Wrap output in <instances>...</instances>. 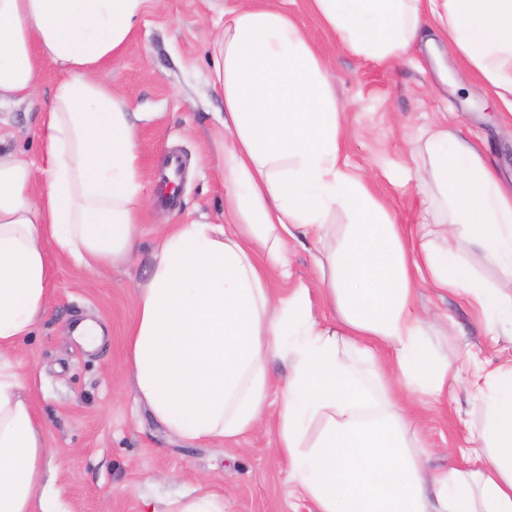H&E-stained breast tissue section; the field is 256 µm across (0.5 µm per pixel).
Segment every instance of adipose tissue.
<instances>
[{
    "mask_svg": "<svg viewBox=\"0 0 512 512\" xmlns=\"http://www.w3.org/2000/svg\"><path fill=\"white\" fill-rule=\"evenodd\" d=\"M146 0H0V104L36 98L44 63L60 79L41 125L43 185L0 155V512H69L46 429L6 354L49 305L45 243L82 271L124 261L144 194L140 113L101 67L116 58ZM352 53L401 58L429 21L512 111V0H312ZM212 84L224 95L218 169L222 224H177L139 285L125 338L137 393L169 433L235 440L275 406V451L315 512H512V355L486 371L477 463L428 471L414 447L410 396L440 400L458 377L432 351L415 282L463 296L492 337H512V191L469 141L425 133L420 186H434L409 239L343 156L326 61L280 8H225ZM345 214L336 229L329 219ZM466 238L500 271L490 288L460 263ZM312 244L319 291L285 294L288 250ZM289 362L272 382L273 360Z\"/></svg>",
    "mask_w": 512,
    "mask_h": 512,
    "instance_id": "1",
    "label": "adipose tissue"
}]
</instances>
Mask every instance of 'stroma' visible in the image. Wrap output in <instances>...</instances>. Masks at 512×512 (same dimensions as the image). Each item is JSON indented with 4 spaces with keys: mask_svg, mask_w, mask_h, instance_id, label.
I'll use <instances>...</instances> for the list:
<instances>
[{
    "mask_svg": "<svg viewBox=\"0 0 512 512\" xmlns=\"http://www.w3.org/2000/svg\"><path fill=\"white\" fill-rule=\"evenodd\" d=\"M228 0H147L142 19L120 56L108 64L112 89L133 111L150 113L139 144L145 192L154 194L169 155L183 162L171 206L148 205L141 236L129 258L95 273L47 244L50 304L32 338L8 353L24 375L38 417L47 428L48 457L72 512H167L184 494L214 492L224 512H312V503L289 478L285 459L272 451L276 416L234 441L189 442L168 433L139 400L125 336L135 318L137 287L165 228L220 224L226 193L216 167L215 133L224 98L212 86V43L224 26ZM307 31L328 63L327 77L345 112L344 153L351 169L391 210L397 223L418 222L422 193L413 175L419 138L441 124L477 145L503 183H512V132L502 109L473 67L438 37L442 62L413 44L387 65L341 47L310 9V0H277ZM39 100L0 105V154L39 163ZM417 300L439 355L460 363L459 381L442 404L408 402L418 424L414 441L432 470L461 467L476 443L483 412L469 393L477 367L492 368L512 354V339L485 342L486 325L461 298L429 284ZM89 318L106 331L102 345L85 351L67 333Z\"/></svg>",
    "mask_w": 512,
    "mask_h": 512,
    "instance_id": "stroma-1",
    "label": "stroma"
}]
</instances>
